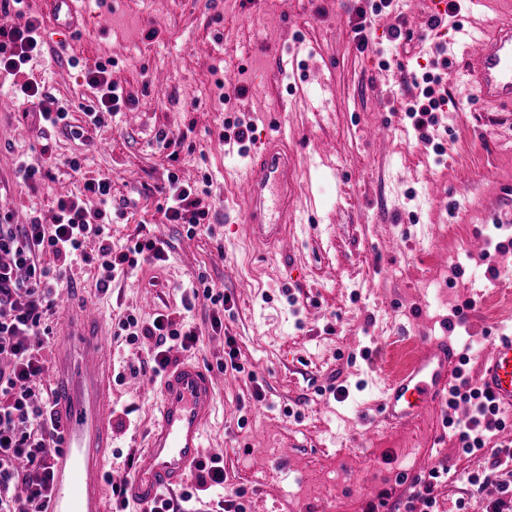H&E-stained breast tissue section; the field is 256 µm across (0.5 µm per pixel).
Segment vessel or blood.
I'll list each match as a JSON object with an SVG mask.
<instances>
[{
  "label": "vessel or blood",
  "instance_id": "obj_1",
  "mask_svg": "<svg viewBox=\"0 0 512 512\" xmlns=\"http://www.w3.org/2000/svg\"><path fill=\"white\" fill-rule=\"evenodd\" d=\"M56 22L79 30L75 0H48ZM465 42L460 79L479 98L512 105V23L462 29ZM242 222L254 246L267 250L301 223L296 165L287 139L277 134L248 155V175L238 187ZM58 374L53 381L59 432L53 446L54 480L44 512H105V455L112 445V348L94 303L70 309L60 323ZM476 387L500 408L512 409V335L477 344ZM460 354L447 339L420 334L411 360L385 382L379 414L392 426L411 425L447 401ZM217 404L213 372L183 360L163 376L153 426L124 483L127 501L150 512L162 494L184 485L203 458L205 426Z\"/></svg>",
  "mask_w": 512,
  "mask_h": 512
}]
</instances>
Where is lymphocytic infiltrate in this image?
Masks as SVG:
<instances>
[{
	"label": "lymphocytic infiltrate",
	"instance_id": "lymphocytic-infiltrate-1",
	"mask_svg": "<svg viewBox=\"0 0 512 512\" xmlns=\"http://www.w3.org/2000/svg\"><path fill=\"white\" fill-rule=\"evenodd\" d=\"M40 28L39 20L33 18L24 27L0 30V77L15 78L22 103L38 114L40 123L54 127L66 121L67 108L44 107L38 86L18 79L23 65L41 49ZM107 74V66L101 64L86 75L87 85L96 92V103L87 107L84 115L97 127L130 104ZM85 189L98 198L99 210L88 211L81 199L64 196L57 200L51 225L36 216L29 223L16 224L11 214H0V512H15L14 495L19 486L24 487L32 512H42L54 472L50 441L56 422L50 401H36L34 389L47 369V320L56 311L63 280L41 266V256L49 252L65 265L79 259L97 266L105 274L99 282L104 291L114 272L131 274L140 263L165 258L164 244L154 236L136 238L125 250L113 251L104 210L112 200V182L107 177L91 180ZM164 216L169 223L186 225L191 235L208 216L197 187L184 184L174 173L168 176ZM91 241L96 244L92 250L87 247ZM200 298L214 305L229 301L227 295L207 284L200 296L182 297L181 311L157 315L148 323L132 314L119 320L118 328L130 342L142 337L156 342L151 360L140 363L141 371L161 376L171 362L172 348L187 350L196 345L198 336L183 324L181 313L193 309ZM473 400L478 403L477 416L457 429L461 448L470 455L482 451L486 438L504 426L495 408L481 398L469 379L459 377L449 388V406ZM223 488L224 460L214 454L199 465L195 491L216 501L220 512H244L242 504L220 498Z\"/></svg>",
	"mask_w": 512,
	"mask_h": 512
}]
</instances>
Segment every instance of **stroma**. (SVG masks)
I'll list each match as a JSON object with an SVG mask.
<instances>
[{
	"label": "stroma",
	"mask_w": 512,
	"mask_h": 512,
	"mask_svg": "<svg viewBox=\"0 0 512 512\" xmlns=\"http://www.w3.org/2000/svg\"><path fill=\"white\" fill-rule=\"evenodd\" d=\"M427 2L393 0L373 17L381 49L373 56L356 47L357 0H83L79 38L56 26L43 0H28L43 51L25 65L27 77L84 125L82 108L94 99L85 74L108 63L140 122L121 114L84 125L82 141L42 130L0 79V194L15 204L13 223L46 216L60 194L82 195L85 182L107 176L113 249L139 234L166 246V261L114 274L105 291L97 269L76 261L65 273L62 302H94L112 347L113 469L131 472L157 398L149 375L128 369L150 350L114 324L180 309L203 275L231 298L184 315L199 336L188 357L218 377L204 453L223 455L224 489L244 488L246 512H363L384 489L392 512H404L410 479L444 465L438 512H484L512 481V463L492 468L490 450L462 453L447 426L461 421L458 409L433 408L393 428L378 413L385 378L418 332L448 337L468 356L471 377L476 335L512 332V250L497 249L512 240V106L485 105L446 70L453 102L419 138L405 108L421 88L405 73L441 61ZM261 10L279 14L281 26L258 28ZM394 26L403 37L392 44ZM228 71L235 83L226 88ZM272 111L288 127L299 204L314 222L267 257L233 229L225 172L242 168L245 153L220 135L235 118L263 131ZM378 124L385 134L369 138ZM162 129L173 139L164 149L155 141ZM21 156L44 171L36 190L16 179ZM75 156L77 171L68 166ZM172 172L188 184L212 178L202 198L210 226L196 235L163 216ZM476 236L479 253L470 248ZM457 307L466 317L449 325ZM232 347L243 372L217 367ZM472 475L480 483H469Z\"/></svg>",
	"instance_id": "1"
}]
</instances>
